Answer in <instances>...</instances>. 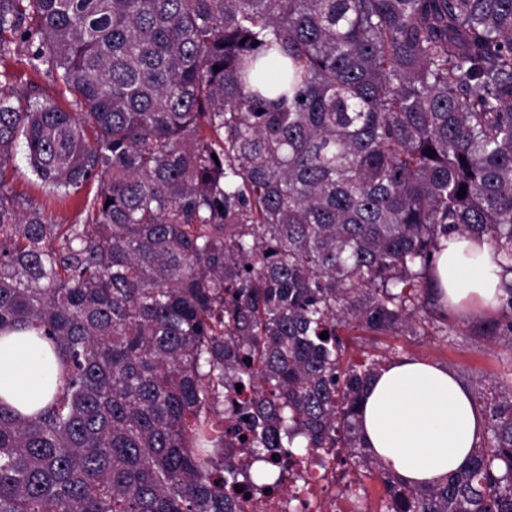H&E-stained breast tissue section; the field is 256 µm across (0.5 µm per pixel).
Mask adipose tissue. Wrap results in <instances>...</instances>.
Wrapping results in <instances>:
<instances>
[{
    "mask_svg": "<svg viewBox=\"0 0 512 512\" xmlns=\"http://www.w3.org/2000/svg\"><path fill=\"white\" fill-rule=\"evenodd\" d=\"M435 278L450 315H492L512 275L486 240L452 233L441 239ZM57 357L33 328L0 333V397L29 413L57 388ZM359 426L376 456L404 482L433 486L464 467L481 441L485 417L468 387L445 367L405 358L371 380Z\"/></svg>",
    "mask_w": 512,
    "mask_h": 512,
    "instance_id": "1",
    "label": "adipose tissue"
}]
</instances>
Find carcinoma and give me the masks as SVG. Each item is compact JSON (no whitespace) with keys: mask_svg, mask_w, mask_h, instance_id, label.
Listing matches in <instances>:
<instances>
[{"mask_svg":"<svg viewBox=\"0 0 512 512\" xmlns=\"http://www.w3.org/2000/svg\"><path fill=\"white\" fill-rule=\"evenodd\" d=\"M18 36L76 111L0 86V331L59 369L30 415L0 398V512H248L323 448L384 512H512V364L468 464L415 488L343 339L448 331L452 232L512 272V0H0V57ZM21 139L48 191L100 181L86 220L19 205ZM354 476L361 478L367 486V495L371 500L374 512L382 510L384 487L377 477V473L373 467L368 471L367 467H354Z\"/></svg>","mask_w":512,"mask_h":512,"instance_id":"1","label":"carcinoma"}]
</instances>
